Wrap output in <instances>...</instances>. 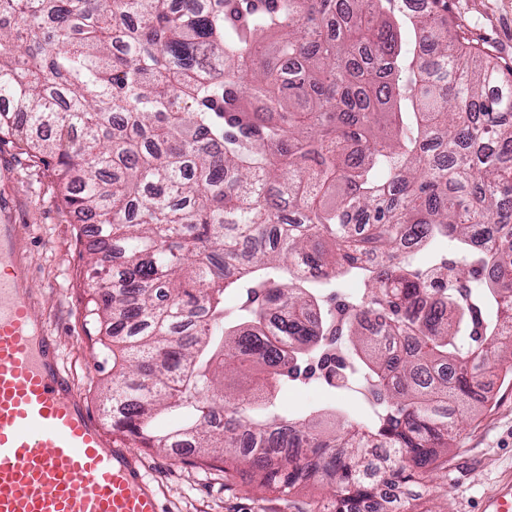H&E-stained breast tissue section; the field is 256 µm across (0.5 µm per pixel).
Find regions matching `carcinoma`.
I'll return each mask as SVG.
<instances>
[{"mask_svg": "<svg viewBox=\"0 0 512 512\" xmlns=\"http://www.w3.org/2000/svg\"><path fill=\"white\" fill-rule=\"evenodd\" d=\"M442 5L0 0V135L97 224L112 428L262 487L321 477L322 512H361L434 469L485 371L512 376V69ZM345 278L366 293L324 298ZM334 346L323 382L359 381L367 421L246 414L239 379H309Z\"/></svg>", "mask_w": 512, "mask_h": 512, "instance_id": "cac0c4a2", "label": "carcinoma"}]
</instances>
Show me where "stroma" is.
Here are the masks:
<instances>
[{"instance_id": "35a3bbf8", "label": "stroma", "mask_w": 512, "mask_h": 512, "mask_svg": "<svg viewBox=\"0 0 512 512\" xmlns=\"http://www.w3.org/2000/svg\"><path fill=\"white\" fill-rule=\"evenodd\" d=\"M447 5L451 27L471 46L489 49L501 66L512 67V0H447ZM0 203L25 227L20 257L34 312L58 337L63 366L88 410L110 427L102 388L112 365L102 360L85 329L88 236L63 205L55 177L10 137L0 139ZM483 381L491 400L463 421L446 460L422 483L397 487V496H411L412 512H483L486 498L512 481V380L488 373ZM278 405L285 414L333 407L353 421L367 408L358 386L334 392L315 382L285 385ZM139 455L163 512H320L329 499L319 479L285 491L259 486L243 465L209 468L193 456L150 448Z\"/></svg>"}]
</instances>
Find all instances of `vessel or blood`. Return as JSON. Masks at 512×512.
<instances>
[{
    "instance_id": "vessel-or-blood-1",
    "label": "vessel or blood",
    "mask_w": 512,
    "mask_h": 512,
    "mask_svg": "<svg viewBox=\"0 0 512 512\" xmlns=\"http://www.w3.org/2000/svg\"><path fill=\"white\" fill-rule=\"evenodd\" d=\"M19 224H0V512H162L138 458L92 418L36 317L18 259ZM484 512H512V483Z\"/></svg>"
}]
</instances>
